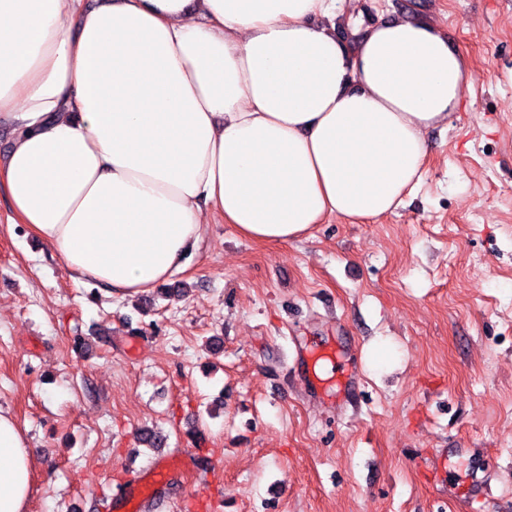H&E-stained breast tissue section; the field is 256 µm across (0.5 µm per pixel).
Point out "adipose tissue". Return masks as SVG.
<instances>
[{
  "label": "adipose tissue",
  "mask_w": 512,
  "mask_h": 512,
  "mask_svg": "<svg viewBox=\"0 0 512 512\" xmlns=\"http://www.w3.org/2000/svg\"><path fill=\"white\" fill-rule=\"evenodd\" d=\"M344 2L0 0L8 223L133 297L182 270L214 215L285 243L392 213L473 69L430 21L383 20L348 48ZM30 479L0 410V512H27Z\"/></svg>",
  "instance_id": "1"
}]
</instances>
